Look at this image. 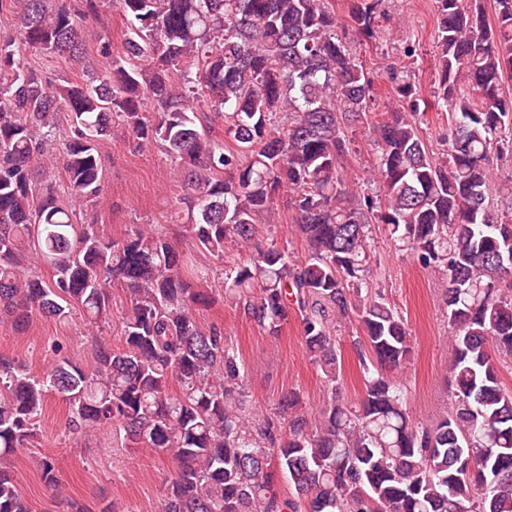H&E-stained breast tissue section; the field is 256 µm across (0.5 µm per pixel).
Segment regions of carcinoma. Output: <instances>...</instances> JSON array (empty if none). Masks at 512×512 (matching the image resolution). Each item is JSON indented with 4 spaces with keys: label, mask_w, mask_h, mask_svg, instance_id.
Listing matches in <instances>:
<instances>
[{
    "label": "carcinoma",
    "mask_w": 512,
    "mask_h": 512,
    "mask_svg": "<svg viewBox=\"0 0 512 512\" xmlns=\"http://www.w3.org/2000/svg\"><path fill=\"white\" fill-rule=\"evenodd\" d=\"M381 3L351 5L358 35L372 37ZM435 4L432 94L448 113V149L430 155L412 67H390L402 104L373 123L381 201L353 204L346 127L366 114L372 79L325 0H116L121 50L102 39L94 58L85 23L100 0H0L12 26L0 38V323L18 333L36 316L104 324L112 287L128 299L120 350L101 343L76 362L57 343L41 376L0 356V512H32L13 460L54 395L70 437L106 431L116 446L171 458L163 512H512V390L500 377L512 357V215L488 202L489 155L512 153V0H495L493 24L483 0ZM27 49L91 78L51 79L25 65ZM62 124L68 134L52 138ZM116 128L177 165L200 251L255 253L219 278L152 224L114 238L79 222L69 200L101 202L98 146ZM285 192L302 260L259 243ZM372 224L448 280L451 402L431 424L413 418L392 375L411 360L408 322L365 288ZM218 291L271 338L300 319L328 386L322 406L296 388L265 412L252 406L238 348L195 316ZM342 319L362 333L354 406L341 397ZM37 466L57 485L52 459Z\"/></svg>",
    "instance_id": "1"
}]
</instances>
